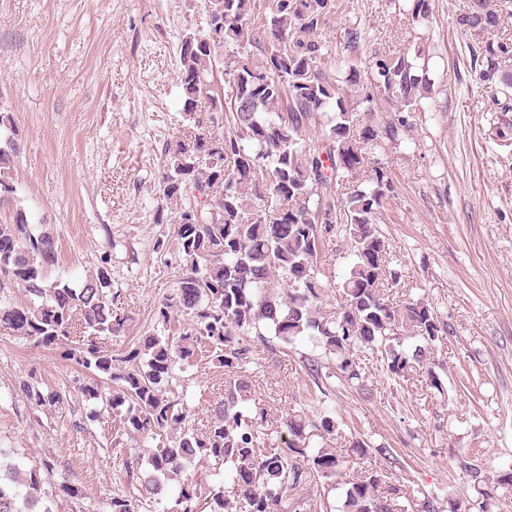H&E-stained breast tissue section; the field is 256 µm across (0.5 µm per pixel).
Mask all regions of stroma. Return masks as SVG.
<instances>
[{"label":"stroma","mask_w":512,"mask_h":512,"mask_svg":"<svg viewBox=\"0 0 512 512\" xmlns=\"http://www.w3.org/2000/svg\"><path fill=\"white\" fill-rule=\"evenodd\" d=\"M206 0H0V106L22 142L12 172L17 192L0 221L25 212L50 225L59 243L53 276L76 281L97 268L111 274L112 313L124 323L106 338L113 352L162 334L156 310L181 275L174 226L157 222L170 208L159 192L164 142L187 130L176 77L187 30H205ZM469 0H432L429 19L412 21L392 0H336L322 36L333 47L328 76H338L346 31L358 27L354 54L422 50L432 87L407 128L371 149L392 190L379 224L399 276L395 299L422 298L451 327L442 390L396 381L370 363L363 384L330 380L326 398L345 433L385 443L410 500L422 494L473 500L464 465L481 450L491 475L512 471V88L500 111L470 69V47L495 32L460 33ZM347 242L322 254L325 309L348 273ZM0 329V459L38 470L52 512H110L115 495L135 501L152 439L114 445V415L81 389L85 373L66 352ZM262 364L250 396L268 413L297 411L312 387L302 360L321 354L305 337L276 350L256 346ZM224 369L201 360L174 371L173 387L192 424H204L220 398ZM66 392L62 408L33 410L23 384ZM76 496L66 494V487Z\"/></svg>","instance_id":"obj_1"}]
</instances>
